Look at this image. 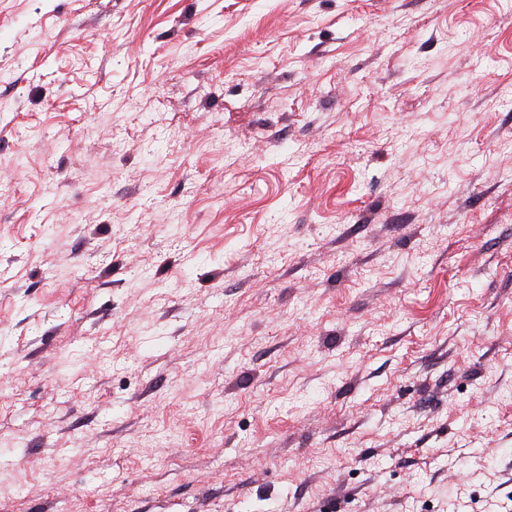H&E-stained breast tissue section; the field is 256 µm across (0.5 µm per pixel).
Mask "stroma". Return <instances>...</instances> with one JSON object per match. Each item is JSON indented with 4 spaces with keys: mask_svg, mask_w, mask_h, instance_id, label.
Listing matches in <instances>:
<instances>
[{
    "mask_svg": "<svg viewBox=\"0 0 512 512\" xmlns=\"http://www.w3.org/2000/svg\"><path fill=\"white\" fill-rule=\"evenodd\" d=\"M0 512H512V0H0Z\"/></svg>",
    "mask_w": 512,
    "mask_h": 512,
    "instance_id": "stroma-1",
    "label": "stroma"
}]
</instances>
